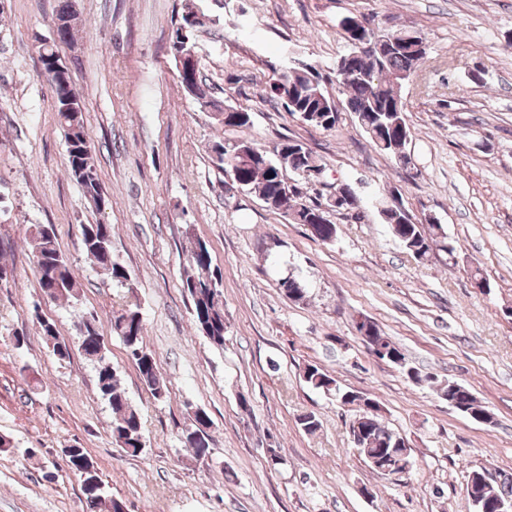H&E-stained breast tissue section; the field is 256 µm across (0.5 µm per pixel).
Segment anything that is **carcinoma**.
Segmentation results:
<instances>
[{
	"instance_id": "obj_1",
	"label": "carcinoma",
	"mask_w": 512,
	"mask_h": 512,
	"mask_svg": "<svg viewBox=\"0 0 512 512\" xmlns=\"http://www.w3.org/2000/svg\"><path fill=\"white\" fill-rule=\"evenodd\" d=\"M78 0H63L56 14L55 26L59 40L73 39V24L77 18ZM339 33L347 49L343 56L349 58L348 67L357 72L353 77H335L338 93L344 97L346 108L352 112L363 131L376 149L391 156L400 165L411 163V157L399 150L402 141L409 137L405 111L397 107L403 82L413 74L427 54V49L418 43H401L404 29L391 30L381 35L379 43L367 50L356 51L354 42L363 41L369 29L367 21L356 15L343 16L339 22ZM322 76L310 64L292 67L264 89L261 98L265 102L280 104L286 112L296 115L305 123L325 130L338 122L337 101L326 92L321 83ZM56 118L64 132L67 152V169L79 184L88 203L95 211H102L107 196L101 185L94 155L85 130L84 109H64V101L55 99ZM215 116L226 127L243 128L250 125V113L244 108L226 105L217 108ZM288 145V170L296 175L309 169H323L325 164L311 148L301 141L285 136L269 152L247 140H239L218 152L220 143L213 144V160L219 167H228L234 180L243 188L259 195L271 210H283L298 216V223L312 224L315 210L321 203L293 193L286 187L285 173L276 167L274 156ZM384 223L388 224L394 237L408 251L427 254L443 232L440 224L418 223L404 205H391L381 210ZM82 244L86 255L107 272L113 282L125 285L129 281L126 268L112 257V227L109 224H83ZM34 258L39 284L43 294L53 300H69L77 294V285L61 254L54 226L33 224L28 236ZM188 268L183 279V289L190 304L194 325L212 344L224 346L226 320L219 276L212 270V260L207 246L201 242L188 255ZM41 335L53 356L60 360L70 358L68 350L60 348L59 333L55 323L37 318ZM110 332L119 336L127 353L135 364L141 382L152 397L162 401L167 389L158 375L153 353L146 347L140 313L128 307L109 317ZM77 348L94 364L96 385L100 397L112 410V438L128 455L139 456L144 447L141 416L131 405L125 391L120 387L116 372L107 360L103 344L102 326L96 318H82L77 324V336L73 337ZM303 380L314 389L329 388L335 380L321 368L308 365ZM359 431L353 432L355 447L360 449L368 466L371 459L383 457L380 467L389 468V473L402 472L396 467L399 452L407 441L389 430L373 412L364 415ZM211 418L204 410L191 416L190 425L183 432L185 447L198 458L210 448ZM68 468L77 476L82 470L95 466L83 448L66 453ZM85 512H124V502L114 496L103 481L99 470L81 480ZM466 493L474 502V512L481 507L497 508L512 503V476L484 480L481 469H473L468 475Z\"/></svg>"
}]
</instances>
